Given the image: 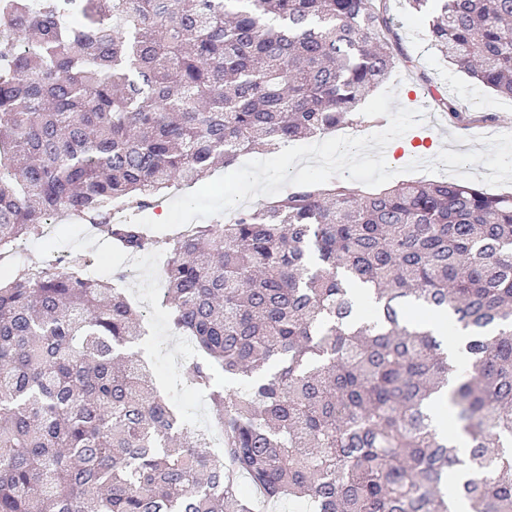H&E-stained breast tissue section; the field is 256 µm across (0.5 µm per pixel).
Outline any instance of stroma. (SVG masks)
Masks as SVG:
<instances>
[{
    "instance_id": "obj_1",
    "label": "stroma",
    "mask_w": 512,
    "mask_h": 512,
    "mask_svg": "<svg viewBox=\"0 0 512 512\" xmlns=\"http://www.w3.org/2000/svg\"><path fill=\"white\" fill-rule=\"evenodd\" d=\"M389 9L409 59L397 65L387 84L395 88L398 106L411 105L409 95L417 93L419 100L414 105L436 120L429 142L408 151L396 150L388 156L391 168L404 167L415 159H433L444 149L458 153L478 149L479 144L471 137L469 129L449 122L445 112L434 108L432 98L439 94L448 95L469 111L496 115L497 120L489 125V132L511 133L512 99L474 82L445 61L426 36L428 18L425 14L410 11L405 0H390ZM22 245L23 253H10L0 266L1 280L51 259L65 269L76 256L104 260L103 276L107 279L115 270L133 268V275L118 284L138 310L145 313L143 333L133 348L148 364L154 385L166 394L187 426L194 428L199 423L210 422L212 411L207 392L188 389L181 376L189 354L183 336L173 327L162 302L166 261L160 252L147 250L137 254L135 259H128L103 240L96 226L64 214L53 216L51 224L43 225L39 234L23 239Z\"/></svg>"
}]
</instances>
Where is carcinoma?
Segmentation results:
<instances>
[{
	"label": "carcinoma",
	"instance_id": "cac0c4a2",
	"mask_svg": "<svg viewBox=\"0 0 512 512\" xmlns=\"http://www.w3.org/2000/svg\"><path fill=\"white\" fill-rule=\"evenodd\" d=\"M407 2L512 98V0ZM400 53L387 0H0V251L64 213L137 254L152 240L111 205L362 122ZM164 247L220 453L131 351L125 295L46 263L0 283V512H257L239 475L318 512H448L458 466L470 512H512V194L297 186Z\"/></svg>",
	"mask_w": 512,
	"mask_h": 512
}]
</instances>
